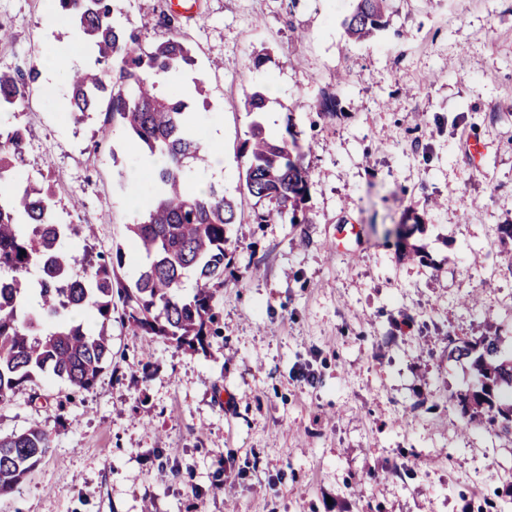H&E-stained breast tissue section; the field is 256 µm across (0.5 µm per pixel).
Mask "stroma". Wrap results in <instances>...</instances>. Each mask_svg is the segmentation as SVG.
<instances>
[{"instance_id": "stroma-1", "label": "stroma", "mask_w": 512, "mask_h": 512, "mask_svg": "<svg viewBox=\"0 0 512 512\" xmlns=\"http://www.w3.org/2000/svg\"><path fill=\"white\" fill-rule=\"evenodd\" d=\"M183 32L205 94L197 135L224 138L199 182L239 203L217 334L176 347L112 321V362L87 391L39 377L0 402V434L38 424L48 454L0 497V512H512V443L460 430L453 393L466 363L452 338L488 322L512 337V258L497 227L512 222V0H394L386 27L347 40L354 0H192ZM171 0H131L143 45L164 39ZM0 67L39 66L23 169L51 190L56 219L90 224L91 247L128 255L126 199L150 197L143 152L101 114L74 120L44 48L85 62L49 0H0ZM227 68H211L214 56ZM262 92L269 134L294 123L308 153L307 224H261L241 188L239 150ZM334 114L313 111L323 94ZM479 153H472L471 143ZM79 201L72 210L71 201ZM428 262L403 261L388 230L404 209ZM479 293L477 308L462 299Z\"/></svg>"}]
</instances>
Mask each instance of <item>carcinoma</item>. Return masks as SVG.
Listing matches in <instances>:
<instances>
[{"label":"carcinoma","instance_id":"carcinoma-1","mask_svg":"<svg viewBox=\"0 0 512 512\" xmlns=\"http://www.w3.org/2000/svg\"><path fill=\"white\" fill-rule=\"evenodd\" d=\"M392 0H356L343 21L346 35L367 40L385 26ZM86 48L89 60L65 76L71 112L104 113V125L133 135L146 154L162 159L152 174V201L127 231L143 256L130 287L117 270L125 264L121 248L94 261L66 245L67 238L92 225L60 224L53 195L15 180L24 162L26 130L0 128V401L17 387L47 375L77 390L90 389L112 360L108 328L122 300V320L135 332L174 342L179 347L208 344L214 323L212 287L224 282L228 225L236 223L238 205L221 185L188 190L190 176L206 161L196 135V115L187 93H159L171 79L188 74L196 64L181 21L167 19L168 36L148 48L127 28L126 0H55ZM39 72L31 68L0 69V112L25 109L29 85ZM265 97L256 91L245 100L254 115L240 148L244 185L258 200L274 207L259 223L279 220L308 224L302 203L309 187L304 152L291 128L272 137L261 120ZM26 254H21V251ZM195 288L183 292L185 279ZM37 295L38 311L24 309ZM95 313L89 328L74 314ZM500 328L480 342L455 344L450 357L468 363L472 382L458 397L463 429L489 424L498 436L512 438V358L502 355ZM51 448L39 426L0 435V495L20 485Z\"/></svg>","mask_w":512,"mask_h":512}]
</instances>
